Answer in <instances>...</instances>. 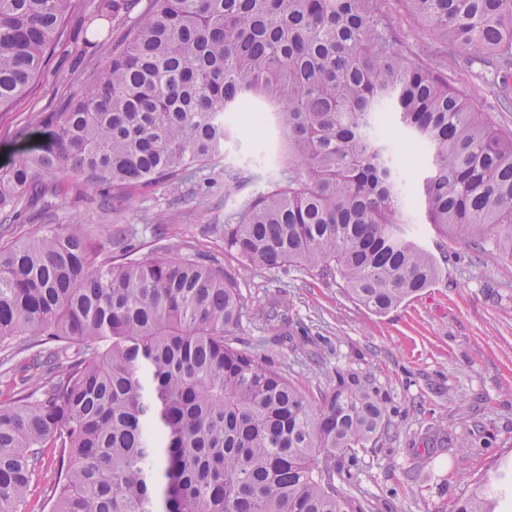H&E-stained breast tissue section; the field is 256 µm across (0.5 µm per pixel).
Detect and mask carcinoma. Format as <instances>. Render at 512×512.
I'll use <instances>...</instances> for the list:
<instances>
[{
  "mask_svg": "<svg viewBox=\"0 0 512 512\" xmlns=\"http://www.w3.org/2000/svg\"><path fill=\"white\" fill-rule=\"evenodd\" d=\"M128 0H100L117 18ZM426 28L489 57L512 87V0H403ZM71 0H0V107L22 95ZM264 99L288 134L282 177L224 217V250L249 265L338 276L385 313L430 286L436 259L403 215L408 171L382 116L432 150L429 223L512 263V131L410 61L389 0H147L60 112L0 162V212L32 210L67 180L124 199L180 185L224 156L225 115ZM98 230L53 225L0 246V512L25 501L46 448L60 464L50 512H362L336 468L386 428L366 382L313 395L234 335V279L192 254L115 253ZM475 482L452 512H495Z\"/></svg>",
  "mask_w": 512,
  "mask_h": 512,
  "instance_id": "1",
  "label": "carcinoma"
}]
</instances>
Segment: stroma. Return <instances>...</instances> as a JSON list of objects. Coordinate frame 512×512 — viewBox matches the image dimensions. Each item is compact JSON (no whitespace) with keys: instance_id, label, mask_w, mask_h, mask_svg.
Wrapping results in <instances>:
<instances>
[{"instance_id":"1","label":"stroma","mask_w":512,"mask_h":512,"mask_svg":"<svg viewBox=\"0 0 512 512\" xmlns=\"http://www.w3.org/2000/svg\"><path fill=\"white\" fill-rule=\"evenodd\" d=\"M93 7L92 0H72L47 66L23 96L0 109V156L31 135L39 113L62 109L89 78L103 45L119 42L144 5L137 0L115 21L94 18ZM390 16L412 62L429 65L498 127L512 130V101L501 95L487 59L422 32L403 0H390ZM254 140L249 128L234 129L208 180L135 194L117 207L103 191L77 184L46 198L38 214H23L13 229L29 236L41 224L101 225L123 229L141 257L201 254L237 283L245 311L236 332L241 345L315 394L340 370L367 377L387 402L389 428L358 449L350 473L335 478L364 512H451L478 477L503 473L512 480V262L494 247L477 248L428 224L419 193L429 173L424 167L410 175L413 202L404 222L436 257L440 275L397 309L376 314L341 279L305 267L245 265L224 250V216L262 185L225 194L224 169L255 168L276 179L288 157V135L276 117H269L262 145ZM179 193L189 203L176 202ZM273 298L288 307L291 340L264 318Z\"/></svg>"}]
</instances>
